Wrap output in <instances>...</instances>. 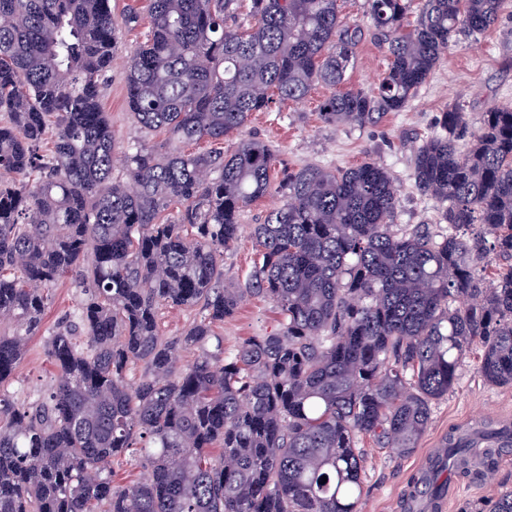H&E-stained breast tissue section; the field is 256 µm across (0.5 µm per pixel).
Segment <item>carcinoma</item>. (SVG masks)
I'll use <instances>...</instances> for the list:
<instances>
[{
	"instance_id": "cac0c4a2",
	"label": "carcinoma",
	"mask_w": 512,
	"mask_h": 512,
	"mask_svg": "<svg viewBox=\"0 0 512 512\" xmlns=\"http://www.w3.org/2000/svg\"><path fill=\"white\" fill-rule=\"evenodd\" d=\"M111 0H0V384L37 334L64 277L82 298L47 353L58 381L28 403L0 391V512H358L362 436L408 454L433 401L473 344L493 385L512 384V265L486 281L489 254L512 260V108L469 129L442 114L413 152L415 189L438 224H396L399 189L378 161L286 172L283 197L253 225L258 255L224 285L242 208L271 190L274 151L253 137L231 155L190 151L242 132L254 112L304 100L321 83L328 124L402 111L441 52L499 21L504 0H367L390 66L370 91L343 87L358 30L339 0H150L144 42L126 61L127 105L147 132L114 175L100 105L119 24ZM52 133L53 147L42 142ZM248 296L277 329L231 352L213 326ZM201 306L182 335L156 327L163 305ZM193 358L180 363V354ZM144 366L127 382L131 364ZM131 451L148 477L112 487ZM501 448L448 437L428 479L479 477ZM327 482H322V477Z\"/></svg>"
}]
</instances>
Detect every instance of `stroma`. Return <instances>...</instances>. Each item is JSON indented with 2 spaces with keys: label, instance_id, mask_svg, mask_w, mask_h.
<instances>
[{
  "label": "stroma",
  "instance_id": "35a3bbf8",
  "mask_svg": "<svg viewBox=\"0 0 512 512\" xmlns=\"http://www.w3.org/2000/svg\"><path fill=\"white\" fill-rule=\"evenodd\" d=\"M339 15L345 26L361 32L345 86L371 90L387 70V47L377 38L366 17V0H340ZM141 33L138 27H122L101 107L111 122L116 150H123L129 140L141 136L163 153L170 148L165 135L141 133L126 104V60L141 42ZM329 94L328 88L317 84L302 102L288 104L279 112L253 113L242 134L225 138V153H233L244 137L268 142L277 151L271 175L275 183L291 168L318 165L345 169L373 158L390 172L400 189L397 223H438L440 204L420 195L413 187L412 154L422 140L437 132L445 111L459 109L469 126L476 128L488 107H512V0H505L497 25L482 34L460 36L441 54L429 77L402 111L387 113L376 123L362 127L327 124L318 112ZM280 202V195L272 191L243 208L239 238L224 252L225 284L243 282L252 273L257 258L252 227ZM80 298V291L70 278L58 282L43 318V334L29 340L12 376L0 384L1 390L29 401L38 399L53 384L58 372L47 355L46 333L62 318L76 312ZM278 320L273 303L249 297L219 325L218 332L224 338L225 349L231 350L248 337L271 331ZM507 422L512 423V385L488 383L476 354H468L453 388L433 402L429 424L413 452L401 455L378 447L370 439L359 441L358 449L367 461L361 512H403L402 504L411 494L418 465L432 449L443 447L449 432ZM508 492H512V447L504 450L494 469L484 477L451 479L444 491L445 512H469L475 505L488 510Z\"/></svg>",
  "mask_w": 512,
  "mask_h": 512
}]
</instances>
